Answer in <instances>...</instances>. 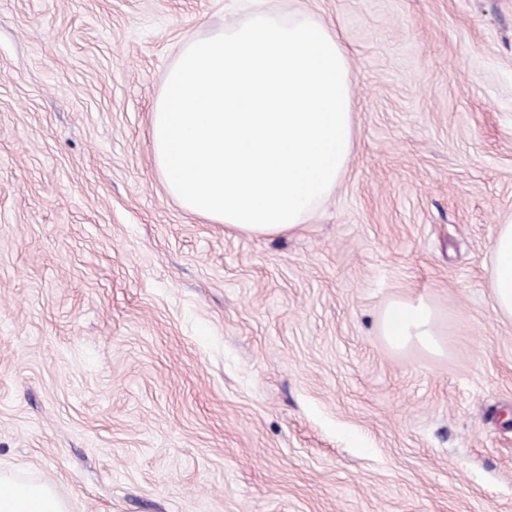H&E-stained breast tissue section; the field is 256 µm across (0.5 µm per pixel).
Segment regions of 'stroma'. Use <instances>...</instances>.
<instances>
[{
  "label": "stroma",
  "instance_id": "stroma-1",
  "mask_svg": "<svg viewBox=\"0 0 512 512\" xmlns=\"http://www.w3.org/2000/svg\"><path fill=\"white\" fill-rule=\"evenodd\" d=\"M309 12L355 145L304 224L185 211L149 118L191 40ZM512 0H0V472L67 512H512ZM423 297L445 350L391 349ZM491 250L494 307L499 314L512 318V220L500 224Z\"/></svg>",
  "mask_w": 512,
  "mask_h": 512
}]
</instances>
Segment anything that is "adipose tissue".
<instances>
[{
	"label": "adipose tissue",
	"instance_id": "adipose-tissue-1",
	"mask_svg": "<svg viewBox=\"0 0 512 512\" xmlns=\"http://www.w3.org/2000/svg\"><path fill=\"white\" fill-rule=\"evenodd\" d=\"M491 288L496 311L512 318V221L500 225L492 244ZM387 344L400 350L419 346L441 351L440 331L433 309L423 298L391 301L379 322ZM0 512H65L52 489L41 483H21L0 475Z\"/></svg>",
	"mask_w": 512,
	"mask_h": 512
}]
</instances>
